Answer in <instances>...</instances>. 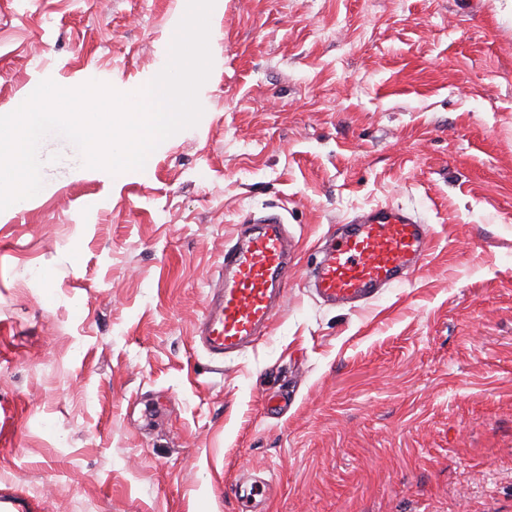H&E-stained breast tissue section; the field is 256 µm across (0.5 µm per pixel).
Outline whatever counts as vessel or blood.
Instances as JSON below:
<instances>
[{
  "label": "vessel or blood",
  "mask_w": 512,
  "mask_h": 512,
  "mask_svg": "<svg viewBox=\"0 0 512 512\" xmlns=\"http://www.w3.org/2000/svg\"><path fill=\"white\" fill-rule=\"evenodd\" d=\"M429 242V226L400 207L357 213L322 247L311 271L315 291L330 304L367 305L382 288L407 280ZM293 275L292 245L280 212L240 224L224 244V261L196 327L204 349L221 358L251 346L271 326ZM269 496L267 480L241 477L235 483L237 512H263Z\"/></svg>",
  "instance_id": "obj_1"
}]
</instances>
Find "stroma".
Masks as SVG:
<instances>
[{"label":"stroma","mask_w":512,"mask_h":512,"mask_svg":"<svg viewBox=\"0 0 512 512\" xmlns=\"http://www.w3.org/2000/svg\"><path fill=\"white\" fill-rule=\"evenodd\" d=\"M187 0H0V114L40 81L157 75ZM203 115L146 173L0 212V495L14 512H512V0H216ZM391 204L433 230L370 305L304 285ZM275 207L297 273L270 335L195 342L237 224ZM292 393L278 414L264 403ZM235 498L238 512H262L270 496V485L260 478H244L242 475L235 483Z\"/></svg>","instance_id":"1"}]
</instances>
